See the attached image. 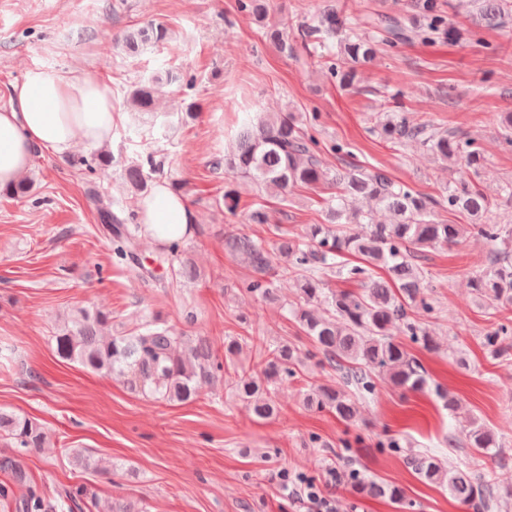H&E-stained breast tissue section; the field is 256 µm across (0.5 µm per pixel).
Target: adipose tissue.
<instances>
[{
  "label": "adipose tissue",
  "instance_id": "adipose-tissue-1",
  "mask_svg": "<svg viewBox=\"0 0 512 512\" xmlns=\"http://www.w3.org/2000/svg\"><path fill=\"white\" fill-rule=\"evenodd\" d=\"M114 112L108 77L70 70H27L0 106V186L24 177L37 148L59 154L112 136ZM146 236L164 243L189 232L193 211L164 183L138 204Z\"/></svg>",
  "mask_w": 512,
  "mask_h": 512
}]
</instances>
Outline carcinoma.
<instances>
[{"label":"carcinoma","instance_id":"cac0c4a2","mask_svg":"<svg viewBox=\"0 0 512 512\" xmlns=\"http://www.w3.org/2000/svg\"><path fill=\"white\" fill-rule=\"evenodd\" d=\"M422 20L384 17L378 21L391 37V43L417 37L428 41L431 36H452L444 15L434 0L418 4ZM512 3L509 0H478L472 17L475 28H498L504 23ZM343 23L334 14L322 17L309 36L321 38L324 32L336 33ZM265 39L282 52L293 50L288 35L271 27ZM171 34L162 25H149L128 32L122 41L131 53L147 45L169 42ZM378 41L369 31L349 30L340 40L341 52L352 62L346 71H332L339 85L351 87L357 67L371 62ZM180 80L177 75L157 77L137 86L129 96L130 106L137 112L152 114L163 85ZM293 112L261 113L239 132L235 149L213 160V169H224L223 204L236 213L240 204L238 180H248L286 198L299 186H336V195L324 203L325 223L308 224L299 235L279 236L275 260L263 243L247 235L225 239V247L244 257L258 277L243 284V291L263 301L277 299L278 277L292 275L300 284L299 303L291 309L294 320L314 343L305 353L317 359L316 365L329 367L340 374L347 387L358 395L375 392L371 370L385 371L397 387L422 390L428 383L424 366L411 357L405 346L391 333L393 324L403 322L409 336L434 348L432 336L409 318V312L432 311L422 286V270L418 263L426 252L460 244L471 233L484 237L492 246L490 264L471 273L470 283L475 297L494 309L512 307V225L492 224L483 220L493 206L489 197L465 177L448 184L440 198L423 195L394 182L387 173L356 165L334 167L325 158L326 151L313 132V121ZM377 133L386 141L401 146L415 141L448 167L479 169L484 155L476 139L458 136L430 123H411L401 112L389 111L377 125ZM125 180L135 189L147 191L143 166L124 168ZM100 213L109 220L112 256L141 280H151L162 288H173L181 281L199 277L186 257L182 239L158 244L147 257L141 252L143 225L127 224L110 210V204L97 200ZM388 211L389 224L374 221V211ZM448 209L472 217V224H450L437 219V211ZM345 252L362 256L364 264L348 270L351 278L363 282L362 292L333 290L323 278L325 271L336 267V259ZM382 267L388 278H376L373 268ZM169 271L166 279L157 275ZM139 322L129 331L112 332V314L100 309L82 308L57 329L54 336L56 356L76 362L85 369L116 375L127 388L167 403H185L199 397L200 384L224 378V362L216 356L210 339H190L161 318L134 312ZM512 329L500 323L486 334V343L499 358L512 355ZM301 361L299 352L286 343L267 350L258 373H235L232 386L239 398L259 419L277 413L275 394L279 385L296 376L295 366ZM304 403L316 411L329 410L344 422L357 416L356 400L342 389L319 384L304 393ZM10 440L17 456L44 447L48 436L42 424L26 416L0 410V436ZM466 441L472 454L491 460L499 456L495 432L473 420L466 429ZM409 468L424 482L448 489L453 499L472 512H494L499 507L500 493L496 484L476 476L469 466L450 467L433 453L411 454ZM14 483L26 488L20 500L22 512H56L64 500L73 501L81 491H66L51 500L27 484L20 463L12 465ZM356 487L372 496L404 501L403 490L393 484L358 477Z\"/></svg>","mask_w":512,"mask_h":512}]
</instances>
